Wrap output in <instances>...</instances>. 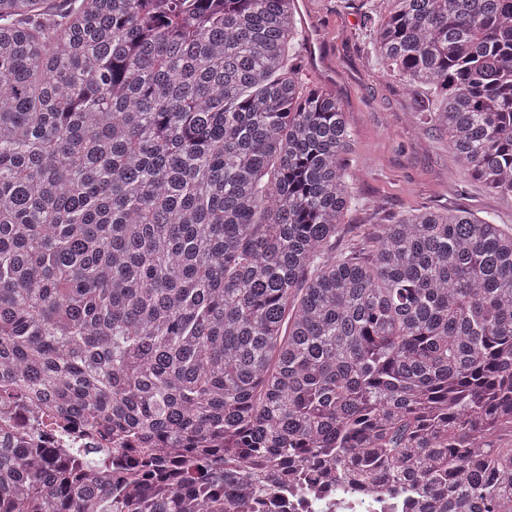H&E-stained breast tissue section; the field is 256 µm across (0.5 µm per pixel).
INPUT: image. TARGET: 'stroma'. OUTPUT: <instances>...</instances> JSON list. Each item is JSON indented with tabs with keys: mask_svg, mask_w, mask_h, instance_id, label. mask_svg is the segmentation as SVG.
Returning <instances> with one entry per match:
<instances>
[{
	"mask_svg": "<svg viewBox=\"0 0 512 512\" xmlns=\"http://www.w3.org/2000/svg\"><path fill=\"white\" fill-rule=\"evenodd\" d=\"M388 0H305L295 10L311 52H299L309 86L341 100L353 129L347 152L354 198L336 249L362 251L378 225L423 208L460 207L512 227V200L488 192L457 165L446 134L410 122L415 93L375 51Z\"/></svg>",
	"mask_w": 512,
	"mask_h": 512,
	"instance_id": "1",
	"label": "stroma"
}]
</instances>
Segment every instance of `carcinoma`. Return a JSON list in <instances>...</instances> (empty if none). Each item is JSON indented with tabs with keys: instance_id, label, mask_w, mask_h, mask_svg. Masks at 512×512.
I'll return each instance as SVG.
<instances>
[{
	"instance_id": "obj_1",
	"label": "carcinoma",
	"mask_w": 512,
	"mask_h": 512,
	"mask_svg": "<svg viewBox=\"0 0 512 512\" xmlns=\"http://www.w3.org/2000/svg\"><path fill=\"white\" fill-rule=\"evenodd\" d=\"M391 2L413 121L512 198V0ZM295 38L294 0H0V399L124 459L0 446V512H253L315 461L512 512V229L425 209L336 252L352 129Z\"/></svg>"
}]
</instances>
